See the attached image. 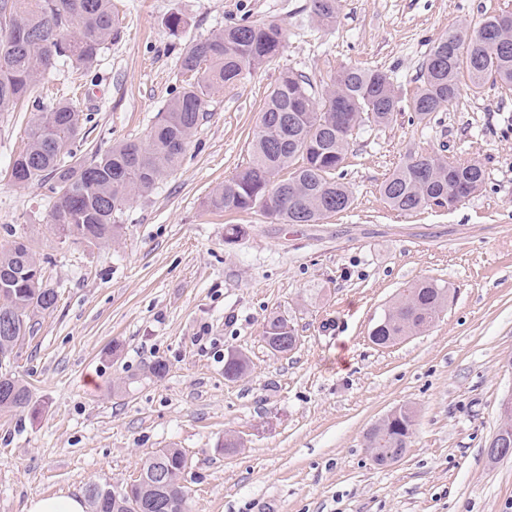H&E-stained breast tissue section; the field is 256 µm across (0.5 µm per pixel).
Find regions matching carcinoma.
<instances>
[{
    "instance_id": "carcinoma-1",
    "label": "carcinoma",
    "mask_w": 512,
    "mask_h": 512,
    "mask_svg": "<svg viewBox=\"0 0 512 512\" xmlns=\"http://www.w3.org/2000/svg\"><path fill=\"white\" fill-rule=\"evenodd\" d=\"M322 24L336 20V0H311ZM511 11L485 15L473 34L448 33L425 55L409 107L419 121L452 103L461 84L479 94L486 86L512 88ZM116 33L112 0H0V112L34 98L55 59L66 57L93 69ZM284 41L275 21L224 27L191 44L181 69L190 74L153 126L147 144L125 143L89 158L67 146L81 134L84 118L73 103L60 100L35 115L27 145L13 160L10 175L28 186L50 183L51 226L62 241L96 247L120 233L123 206L142 197L174 170L204 115L212 91L233 84L278 56ZM310 79L284 73L267 94L247 166L208 198L214 211L255 208L280 224H317L353 204V194L336 173L345 167L350 141L365 126L396 120L402 98L381 70L344 66L315 97ZM486 172L478 161L450 162L436 154L413 153L379 186L384 202L409 214L443 200L453 206L479 192ZM59 292L40 259L22 242L0 250V357L13 354L33 332V318L56 306ZM448 301V288L434 282L411 286L374 326L376 344L427 330ZM266 336L296 335L293 318L268 317ZM32 402L28 387L0 372V410H23ZM415 418L395 411L377 448L397 456L409 447ZM187 459L178 448L157 451L145 461V481L118 490L85 487L89 512H188L183 484Z\"/></svg>"
}]
</instances>
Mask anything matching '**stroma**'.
<instances>
[{
  "instance_id": "1",
  "label": "stroma",
  "mask_w": 512,
  "mask_h": 512,
  "mask_svg": "<svg viewBox=\"0 0 512 512\" xmlns=\"http://www.w3.org/2000/svg\"><path fill=\"white\" fill-rule=\"evenodd\" d=\"M500 9L512 0H339L323 25L311 0H112L118 33L96 68L60 58L38 87L44 106L62 95L87 115L74 145L85 156L147 144L190 43L268 20L285 41L214 92L180 166L125 205L107 248L51 232L48 189L10 177L33 115L0 113V249L22 237L59 291L7 365L33 401L0 411V512L121 486L162 448L188 458L189 512H512V457L486 454L512 399V89L462 91L425 124L405 108L361 129L344 171L354 203L320 223L206 206L247 165L282 72L320 89L340 67L377 69L407 101L434 42ZM414 152L479 161L486 183L450 208L393 211L378 188ZM230 224L241 229L232 242ZM421 280L450 290L438 320L375 345V322ZM275 312L299 337L285 356L263 341ZM233 353L250 369L230 381ZM157 360L160 378L148 370ZM401 407L415 412L410 446L378 466L365 434ZM233 436L243 446L225 454Z\"/></svg>"
}]
</instances>
